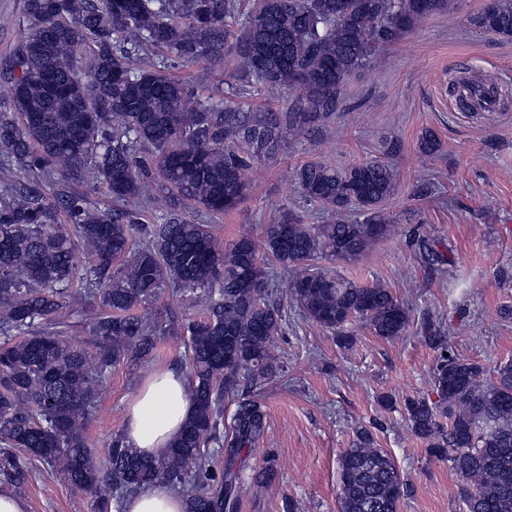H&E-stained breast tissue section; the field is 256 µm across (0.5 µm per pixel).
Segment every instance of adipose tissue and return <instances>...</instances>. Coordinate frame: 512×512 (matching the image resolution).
<instances>
[{
    "instance_id": "1",
    "label": "adipose tissue",
    "mask_w": 512,
    "mask_h": 512,
    "mask_svg": "<svg viewBox=\"0 0 512 512\" xmlns=\"http://www.w3.org/2000/svg\"><path fill=\"white\" fill-rule=\"evenodd\" d=\"M194 409L183 375L172 371L153 372L129 399L125 440L142 456L162 457ZM125 512H184V500L167 484L158 483L130 498Z\"/></svg>"
}]
</instances>
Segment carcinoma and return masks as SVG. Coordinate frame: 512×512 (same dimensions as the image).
I'll use <instances>...</instances> for the list:
<instances>
[{
	"mask_svg": "<svg viewBox=\"0 0 512 512\" xmlns=\"http://www.w3.org/2000/svg\"><path fill=\"white\" fill-rule=\"evenodd\" d=\"M25 0L27 25L0 59V476L23 481L35 461L57 469L93 503V512H123L124 499L157 482L184 493V512H234L244 490L260 491L267 469L241 478L242 452L263 438L265 389L282 371L275 338L285 316L275 275L263 265L303 272L289 292L305 317L342 336L352 322L385 340L406 335L412 315L381 283L363 286L318 265L358 261L392 229L383 203L395 174L385 162L336 169L302 164V197L336 214L305 224L288 211L266 225L262 244L242 235L223 247L208 224L173 211L163 224H140L131 212L88 205L67 193L69 181L93 174L116 203L138 200L157 170L169 200L221 215L247 189L245 173L275 156L285 136L327 125L339 111L348 77L368 65L381 43L394 42L449 0ZM476 31L512 39V0H488L468 16ZM83 43L86 64L76 59ZM236 48L249 82L269 92H295L286 112L247 110L224 95L191 101L190 86L170 74L175 61L197 64ZM449 93L476 111L495 87L456 78ZM18 167L32 183H14ZM57 187L56 203L42 186ZM357 205L363 220L345 210ZM71 223H59V211ZM91 261L82 265L76 243ZM421 258L449 264L434 239L418 235ZM83 283L93 317L91 351L68 341L74 283ZM169 286L204 296L189 336L186 379L195 403L170 451L140 456L113 436L97 462L84 423L97 408L112 367L148 359L163 325L136 309ZM421 333L438 352V400L401 404L412 433L458 477L466 512H512V362L485 378L479 364L454 355L440 327ZM238 399L224 426V399ZM224 450V469L210 464ZM26 451V459L12 452ZM338 512H398L411 494L394 458L372 432L357 433L339 459Z\"/></svg>",
	"mask_w": 512,
	"mask_h": 512,
	"instance_id": "1",
	"label": "carcinoma"
}]
</instances>
